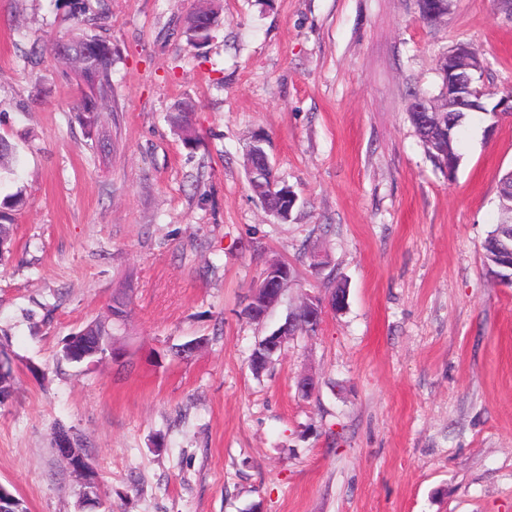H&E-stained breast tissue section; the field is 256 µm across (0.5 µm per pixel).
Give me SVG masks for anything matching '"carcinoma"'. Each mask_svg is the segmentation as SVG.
<instances>
[{"instance_id":"1","label":"carcinoma","mask_w":512,"mask_h":512,"mask_svg":"<svg viewBox=\"0 0 512 512\" xmlns=\"http://www.w3.org/2000/svg\"><path fill=\"white\" fill-rule=\"evenodd\" d=\"M219 17L218 6L214 0H205V4L191 11L183 23V33L187 41L194 46L201 45L202 35L198 33L201 26L212 27ZM57 53L84 73L86 83L92 92H81L75 104L76 118L86 135H91L93 129L101 126V109L103 103L111 93L112 47L97 38L87 34H77L64 43L54 46ZM409 120L416 129L429 157L435 166L442 171L453 175L459 166L461 154L459 152L458 131L462 126L466 114L448 113V122L444 123V131L434 137L426 129L424 112H409ZM173 123L182 135L186 144L195 140L193 127V112L185 107L173 118ZM16 159L13 145L0 136V173L11 170ZM259 195L263 199L264 207L272 214L283 211V200L280 190H270L269 178H264L256 185ZM500 221L484 242L485 266L490 274L501 282H508L512 276V266L506 264V257L512 249V180L500 179L499 189ZM23 201L22 192L18 191L0 201V239L11 241L13 224L10 211L18 207ZM128 298L126 295L113 297L109 305V316L105 320H95L84 327L87 344L84 347L87 357L85 361H99L106 356L115 337L112 326L122 322L127 316Z\"/></svg>"}]
</instances>
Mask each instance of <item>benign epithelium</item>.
<instances>
[{"label":"benign epithelium","mask_w":512,"mask_h":512,"mask_svg":"<svg viewBox=\"0 0 512 512\" xmlns=\"http://www.w3.org/2000/svg\"><path fill=\"white\" fill-rule=\"evenodd\" d=\"M485 69L484 60L473 52L468 46L458 44L445 55L442 60L441 73L445 81V99L442 105L433 109L425 101L415 104L416 112H464L475 107V98L478 96L477 84L481 80ZM274 171L266 152L252 146L248 155V177L253 184H259V178L266 172ZM283 269L275 268L264 271L263 277L256 288L252 289L245 305L246 311L257 321L263 319L267 312L281 297ZM295 322L286 321L278 330L267 337L269 355H274L285 340L294 335ZM67 468L79 477L81 483L86 485L96 482L91 463L84 453L74 448L70 439L61 435L58 438Z\"/></svg>","instance_id":"1"}]
</instances>
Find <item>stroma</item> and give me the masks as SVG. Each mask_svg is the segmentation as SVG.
I'll use <instances>...</instances> for the list:
<instances>
[{"label":"stroma","instance_id":"stroma-1","mask_svg":"<svg viewBox=\"0 0 512 512\" xmlns=\"http://www.w3.org/2000/svg\"><path fill=\"white\" fill-rule=\"evenodd\" d=\"M76 5L0 0V136L18 154L0 199L25 200L0 262V484L27 512H512V287L483 257L512 117L471 114L451 176L408 118L459 43L487 63V103L512 89V18L495 0L430 23L417 0H221L198 48L182 34L198 0H90L112 48L104 149L50 49ZM186 104L190 146L171 122ZM259 133L297 196L285 221L249 186ZM273 258L296 277L250 320ZM338 281L346 307L254 375L255 344ZM121 292L124 361L62 362ZM60 425L83 438L96 506L56 454Z\"/></svg>","mask_w":512,"mask_h":512}]
</instances>
